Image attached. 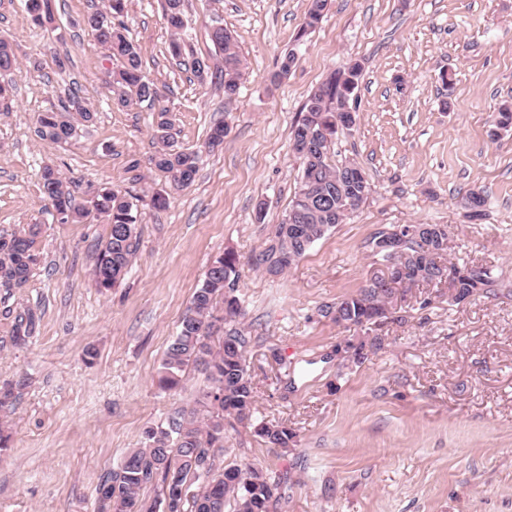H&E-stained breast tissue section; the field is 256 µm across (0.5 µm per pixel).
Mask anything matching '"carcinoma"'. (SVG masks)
I'll return each instance as SVG.
<instances>
[{"mask_svg":"<svg viewBox=\"0 0 512 512\" xmlns=\"http://www.w3.org/2000/svg\"><path fill=\"white\" fill-rule=\"evenodd\" d=\"M33 21L44 26L54 21L52 0H25ZM328 0H308L299 36L315 28L324 17ZM164 18L171 35H180L186 26L185 0H164ZM125 0H106L87 16V27L96 40L122 65L109 70L106 84L113 99L122 107L133 103L156 101L159 87L143 71L141 56L124 34L122 20ZM223 54L222 61L199 56L174 40L171 52L179 65L197 76L224 87V94L235 95L243 77V63L226 29L212 35ZM207 61L208 72L202 77L192 63ZM19 65L11 41L0 35V74H10ZM362 67L358 64L343 72L331 73L309 94L304 117L292 128L291 141H305L324 130L336 135V113L347 107L358 87ZM155 138L158 147L149 165L170 177L172 184L186 187L198 172V152L181 148L172 141L168 109L158 110ZM95 109L76 92H70L56 108L37 119L40 140L66 143L77 136L80 127L94 119ZM489 131L512 128V103L502 104L488 119ZM302 172L288 214L276 226L274 241L252 258L253 264L270 276L290 269L288 255L302 257L306 251L348 215L336 214V202L355 211L367 199L370 185L346 178L358 169L353 163L332 166L327 157H300ZM41 191L55 210L65 213L66 222H80L94 214L110 226L107 240L97 248L93 268L97 288L108 291L125 275L138 247V216L134 204L111 186L93 190L89 206L76 204L70 181L55 167L42 170ZM39 231L32 225L8 237L0 236V285L22 289L28 285L37 262L35 238ZM238 258L232 251L217 257L208 267L203 283L194 292L180 322L179 331L168 346L157 378L163 391L178 389L188 367L205 374L209 387L202 391L191 408L182 407L168 414L160 423L145 431L143 446L131 449L97 489L98 512H271L280 498L283 476L254 466H221L217 451L224 447V428L246 424L268 448L290 447L296 433L279 422L254 419L256 392L247 369L249 340L236 328L224 329L242 316L236 296ZM461 272L453 284L464 296L492 286L491 271L473 262L464 265L448 258V246L436 247L424 258L418 270L406 276L409 287L438 285L442 275ZM394 289L361 287L336 302L345 317L336 322L345 328L364 327L371 312L390 302ZM36 313L28 309L17 316L16 344H24L32 335ZM157 489L149 501L143 490Z\"/></svg>","mask_w":512,"mask_h":512,"instance_id":"carcinoma-1","label":"carcinoma"}]
</instances>
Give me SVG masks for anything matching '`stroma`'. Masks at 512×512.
<instances>
[{
  "instance_id": "35a3bbf8",
  "label": "stroma",
  "mask_w": 512,
  "mask_h": 512,
  "mask_svg": "<svg viewBox=\"0 0 512 512\" xmlns=\"http://www.w3.org/2000/svg\"><path fill=\"white\" fill-rule=\"evenodd\" d=\"M101 3L55 0L45 30L22 0H0V34L21 61L0 114V235L39 228L27 288L0 287V384L21 386L0 412L11 432L0 512H95L102 477L144 430L193 403L206 385L197 371L171 393L154 378L227 250L240 260L258 414L296 438L271 449L230 429L222 457L288 472L274 512H512V130L487 134L489 114L512 101V0H329L304 37L307 0H186V44L217 55V23L236 40L246 76L230 101L176 66L164 0H129L127 36L165 94L170 133L199 153L194 182L180 189L148 163L154 112L116 106L103 82L108 52L85 24ZM290 52L296 65L272 82ZM354 61L356 124L338 130L328 162L356 163L369 197L292 268L267 275L252 258L300 180L291 128L312 89ZM71 90L94 105L93 122L73 143L41 141L38 114ZM218 122L224 144L211 152L204 142ZM48 164L79 189L107 182L136 205L138 251L119 286L102 291L92 277L104 219L53 217L40 188ZM473 187L487 194L479 217L465 204ZM156 192L169 194L167 209L150 206ZM397 224L447 225L449 258L488 265L494 290L452 306L447 286L424 285L386 319L336 326L321 306L364 285L377 264L368 241ZM29 308L36 328L13 344L15 316Z\"/></svg>"
}]
</instances>
